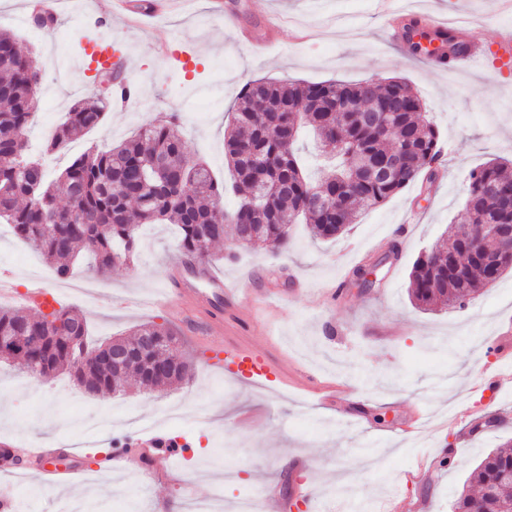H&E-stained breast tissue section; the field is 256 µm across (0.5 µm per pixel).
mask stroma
Returning a JSON list of instances; mask_svg holds the SVG:
<instances>
[{
	"label": "stroma",
	"mask_w": 512,
	"mask_h": 512,
	"mask_svg": "<svg viewBox=\"0 0 512 512\" xmlns=\"http://www.w3.org/2000/svg\"><path fill=\"white\" fill-rule=\"evenodd\" d=\"M398 2L413 14L460 25L469 41H492L499 27L512 26V16L494 11L495 0ZM31 3L0 0V30L33 52L41 70L33 151L75 101L98 89L95 70L77 48L90 28L111 39L124 76L138 90L127 109L110 110L98 129L47 156L50 174L90 145L108 148L172 116L187 153L228 180L229 110L243 85L260 77L403 78L436 125L444 153L433 181L418 178L336 239H315L297 224L283 254L223 243L211 249L208 268L267 298L244 306L225 301L223 336L287 364L289 381L275 388L212 367L211 353L196 339L208 327V311L193 312L190 332L177 301L165 308L155 302L174 270L194 278L191 267L178 265L175 225L145 227L133 261L109 274L90 272L80 261L71 293L38 249L1 226L0 267L13 271L17 286L36 281L58 292L61 304L87 321L90 341L125 336L150 321L163 324L181 337L196 370L192 381L165 389L131 380L125 390L93 394L70 373L37 383L0 361V439L73 447L85 465L67 487L0 473V494L14 496L18 512H69L75 503L82 512H181L178 489L146 461L117 468L104 460L119 448L131 411L144 428L160 424L201 445V453L186 454L179 464L198 499L208 496L197 480L204 467L224 480L226 501L254 495L260 512H286L291 499L302 501L303 512H336L341 492L386 502L390 512H449L480 455L512 440V384L492 404L477 391L485 372L502 368L488 340L502 336L512 346V272L464 308L432 311L412 303L409 273L424 250L447 242L463 211L467 172L493 159L512 164V68L492 58L470 68L432 67L408 49L400 29L385 25L375 0H224L226 12L259 37L268 19H288L279 44L264 52L239 42L233 24L210 14L209 0H185L138 29L110 15V0H83L78 11L60 0L56 25L36 30ZM163 42L172 57L157 56ZM343 361L356 362L362 379L338 371ZM325 388L340 391V412L319 408ZM415 403L428 416L420 447L403 433ZM202 411L211 415L204 429L197 423ZM445 455L451 463L443 468Z\"/></svg>",
	"instance_id": "obj_1"
}]
</instances>
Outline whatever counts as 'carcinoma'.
<instances>
[{
    "label": "carcinoma",
    "mask_w": 512,
    "mask_h": 512,
    "mask_svg": "<svg viewBox=\"0 0 512 512\" xmlns=\"http://www.w3.org/2000/svg\"><path fill=\"white\" fill-rule=\"evenodd\" d=\"M448 48V58L465 49L453 29L434 31ZM41 74L37 61L17 49L16 37L0 31V220L13 235L31 243L56 264L60 278L69 276L76 257L89 252L98 273L129 261L140 246L147 224L179 228L181 253L204 260L212 245L235 238L240 227L259 233L257 246L273 254L288 250L291 226L309 224L322 240L346 231L357 214L376 207L431 169L441 151L435 126L422 115V102L403 79L379 86L366 81L285 83L270 78L248 82L231 108L224 153L231 188L239 195L235 209L219 207L224 184L208 166L189 157L175 122L160 120L107 149L75 157L48 179L41 156L64 149L75 137L98 127L112 105L110 97L75 102L65 113L39 155L29 152L27 132L36 118ZM344 98L361 101L363 112L338 121L336 106ZM318 142L334 146V160L323 178L309 180L295 144L304 129ZM393 151L402 167L388 177L366 172L367 161ZM466 198L471 206L463 224H512V176L496 160L469 171ZM456 268H448V255ZM492 273L461 251L458 234L448 248H431L415 261L410 297L420 308L438 304L464 307L476 299ZM6 336H36L48 353L46 364L31 362L33 350H17L7 359L35 380L60 372H80L78 383L89 391L111 392L127 377L148 379L164 387L192 379L194 362L180 337L164 324L150 322L126 337L96 346L128 351L116 367L77 365L86 345V322L59 306L50 314L29 317L0 306V330ZM82 340L72 345L70 337ZM512 471V451L487 454L471 480L452 500L451 512H512V484L500 481Z\"/></svg>",
    "instance_id": "carcinoma-1"
}]
</instances>
